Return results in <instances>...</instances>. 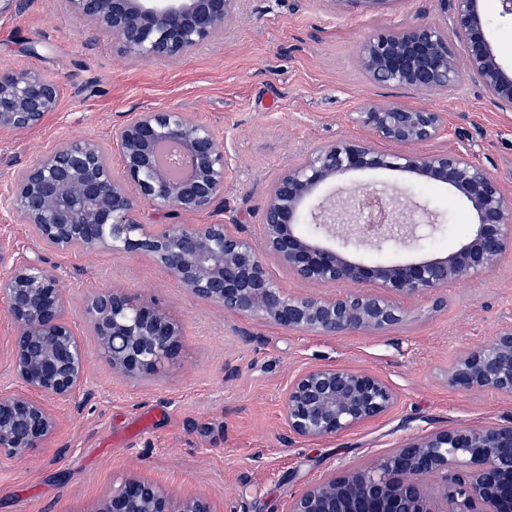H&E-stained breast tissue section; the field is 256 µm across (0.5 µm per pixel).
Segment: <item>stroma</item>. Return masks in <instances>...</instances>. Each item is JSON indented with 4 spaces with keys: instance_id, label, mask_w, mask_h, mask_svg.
Listing matches in <instances>:
<instances>
[{
    "instance_id": "1",
    "label": "stroma",
    "mask_w": 512,
    "mask_h": 512,
    "mask_svg": "<svg viewBox=\"0 0 512 512\" xmlns=\"http://www.w3.org/2000/svg\"><path fill=\"white\" fill-rule=\"evenodd\" d=\"M479 8L493 49L512 67V20L500 17L496 0H480ZM441 16L437 0L343 15L330 13L325 0H246L223 36L170 63L122 56L110 37L53 0H26L19 13L2 9L0 72H40L58 84L59 106L38 128L0 132V188L67 138L96 139L119 164L113 125L145 109L176 107L228 141L237 165L224 214L255 237L264 191L281 170L320 143L359 136L353 112L383 99L445 113L448 134L437 148H468L512 196V112L496 108L467 76L448 94L424 98L372 84L357 64L367 36ZM353 180L409 188L444 222L424 251L442 255L458 246L457 225L469 211L448 187L393 171ZM0 238L13 259L38 257L57 269L88 359L86 386L61 408L57 437L30 458L0 461V512H74L132 470L181 493H204L224 512H284L302 486L364 465L404 438L439 425L512 420V397L448 384L460 349L512 326V252L491 274L405 300L406 320L387 333L322 336L255 319L230 322L222 308L193 299L146 260L52 251L1 205ZM112 285L180 315L178 363L139 382L113 377L86 320L92 295ZM319 365L371 371L398 401L383 417L334 437L290 436L280 394L298 372Z\"/></svg>"
}]
</instances>
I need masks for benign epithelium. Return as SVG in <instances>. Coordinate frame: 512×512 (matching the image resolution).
Masks as SVG:
<instances>
[{
    "label": "benign epithelium",
    "mask_w": 512,
    "mask_h": 512,
    "mask_svg": "<svg viewBox=\"0 0 512 512\" xmlns=\"http://www.w3.org/2000/svg\"><path fill=\"white\" fill-rule=\"evenodd\" d=\"M76 18L112 37L136 60L179 61L224 34L242 0H59ZM333 12L373 11L390 0H327ZM479 0H452L449 18L419 22L360 42L357 63L377 85L419 95L446 93L468 75L495 107L512 112V71L486 39ZM58 107L56 83L20 68L0 73V131L40 126ZM363 135L321 143L288 165L265 191L260 238L222 219L234 157L213 129L178 108L144 110L113 128L116 171L100 145L69 139L16 174L9 211L49 248L120 252L162 267L199 301L231 319H260L323 336L384 333L402 323L405 298L492 273L512 250V197L483 164L457 148L424 151L447 133L443 113L367 101L355 113ZM390 148L381 150L377 143ZM409 173L445 184L470 211L467 234L441 257L397 263L359 259L365 249L420 250L439 214L386 186L326 185L370 170ZM165 214L212 212L210 224H145L140 203ZM310 214L313 231H301ZM0 242V300L11 321V367L24 389L0 393V460L30 457L54 440L57 406L81 390L87 357L68 319L55 268L9 262ZM274 259L314 286L350 284L334 294H291L269 274ZM100 357L127 381L157 374L182 350L183 323L143 293L109 287L86 310ZM448 385L512 396V327L460 353ZM397 400L378 375L323 366L298 374L282 399L288 433L334 437L374 421ZM81 512H222L207 496L181 494L136 471L112 483ZM285 512H512V420L438 426L402 440L362 468L302 487Z\"/></svg>",
    "instance_id": "obj_1"
}]
</instances>
